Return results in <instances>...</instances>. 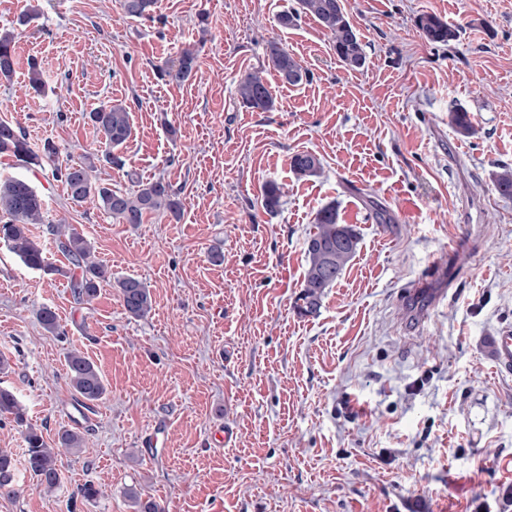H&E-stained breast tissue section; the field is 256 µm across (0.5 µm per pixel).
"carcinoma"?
<instances>
[{
  "mask_svg": "<svg viewBox=\"0 0 512 512\" xmlns=\"http://www.w3.org/2000/svg\"><path fill=\"white\" fill-rule=\"evenodd\" d=\"M156 0H123L127 16L134 19H151ZM304 17L315 19L330 36L339 61L350 69L365 66L366 55L360 34L348 18L343 0H295V7L281 13L280 26L294 27ZM422 37L432 44H446L456 38V31L446 22L424 15L418 20ZM268 65L289 85H298L307 77L308 71L288 49L276 42L266 46ZM196 53L183 49L175 58L158 67L159 75L170 81L183 82L189 78L195 66ZM15 35L0 29V78H9L14 72ZM237 95L243 107L256 112H268L274 106V97L267 80L255 72L241 77ZM90 121L104 138L105 149L99 155H85L77 161L54 168L55 176L64 184L67 199L80 206L95 202L107 214L121 224H142L144 215L151 212H167L178 217L183 202L171 185L162 179L141 183L138 189L127 192L114 190L98 182L93 172L96 162H119L112 150L124 145L132 135L130 113L120 104L109 102L88 113ZM451 123L462 137L476 134L470 113L457 108L451 111ZM0 154L15 159L16 165L32 169L54 163L56 146L47 141L35 151L26 141L25 135L11 122L0 120ZM292 170L299 176L318 174L320 159L309 152H297L291 156ZM493 183L498 193L512 196V170L508 168L494 174ZM282 191L275 182L263 187L262 203L265 210L274 212L280 207ZM45 202L32 184L22 178L7 176L0 178V240L8 250L32 270L54 277L69 279L75 299L90 303L97 296L100 283L111 278V273L94 257L93 248L85 235L72 224H59L55 228L57 248L67 260V265L57 266L49 262L41 244L30 234L28 225L42 221ZM361 234L354 224L339 223L336 206L321 209L316 217L313 232L305 242L306 268L302 290L296 299L295 308L301 315H315L320 311L326 289L335 285L347 264L356 255ZM119 296L125 313L134 319L146 317L152 310L151 294L147 286L137 278L124 277L117 282ZM42 329L52 336L66 335L64 327L51 308L42 307L36 313ZM67 378L74 397L88 408L101 401L107 394L103 376L95 363L75 348L66 352ZM9 420L21 428L27 444V469L35 487L43 492H52L62 482L61 456L65 453L81 454L87 447L86 436L73 429L59 433L56 447L44 440L42 432L28 423L24 408L15 393L0 386V420ZM15 465L12 454L0 448V493L15 495ZM128 497L137 507L136 512H164L158 503L142 499L141 493L129 490Z\"/></svg>",
  "mask_w": 512,
  "mask_h": 512,
  "instance_id": "cac0c4a2",
  "label": "carcinoma"
}]
</instances>
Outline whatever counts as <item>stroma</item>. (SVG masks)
I'll use <instances>...</instances> for the list:
<instances>
[{"label": "stroma", "instance_id": "stroma-1", "mask_svg": "<svg viewBox=\"0 0 512 512\" xmlns=\"http://www.w3.org/2000/svg\"><path fill=\"white\" fill-rule=\"evenodd\" d=\"M294 4L157 0L149 20L121 0H0V28L16 33L0 119L32 148L54 141L63 165L102 140L89 112L121 102L133 134L121 165L98 163V181L129 191L160 178L184 203L180 219L121 224L70 204L51 167L0 160V176L28 179L45 200L29 230L49 261L65 262L52 232L64 220L113 276L80 303L66 278L0 242V384L46 442L73 428L90 442L63 458L46 495L20 430L0 424L19 488L0 512H135L132 488L165 512H512V370L494 350L512 329V197L493 185L512 168V0H345L366 54L354 71L316 21L279 25ZM32 7L37 18L19 24ZM426 14L456 39L425 41ZM271 41L301 59V84L269 67ZM184 48L197 54L192 75L162 79L158 65ZM246 71L267 78L271 111L240 103ZM458 107L476 135L451 127ZM298 151L320 158V174L293 173ZM270 181L283 191L272 213L261 204ZM330 204L361 247L305 317V240ZM456 238L464 246L437 278L431 262ZM127 276L150 290L146 318L122 307L114 281ZM45 306L66 336L38 324ZM74 347L107 386L89 413L66 375ZM87 483L107 496L84 500Z\"/></svg>", "mask_w": 512, "mask_h": 512}]
</instances>
